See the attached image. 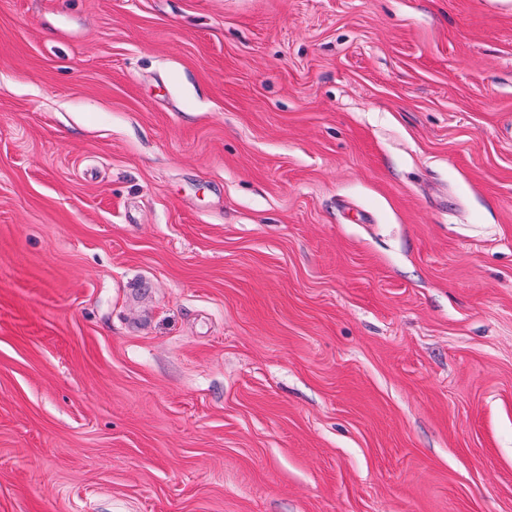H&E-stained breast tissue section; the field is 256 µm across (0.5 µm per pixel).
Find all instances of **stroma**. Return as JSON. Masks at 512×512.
Returning a JSON list of instances; mask_svg holds the SVG:
<instances>
[{"instance_id": "35a3bbf8", "label": "stroma", "mask_w": 512, "mask_h": 512, "mask_svg": "<svg viewBox=\"0 0 512 512\" xmlns=\"http://www.w3.org/2000/svg\"><path fill=\"white\" fill-rule=\"evenodd\" d=\"M0 512H512V0H0Z\"/></svg>"}]
</instances>
